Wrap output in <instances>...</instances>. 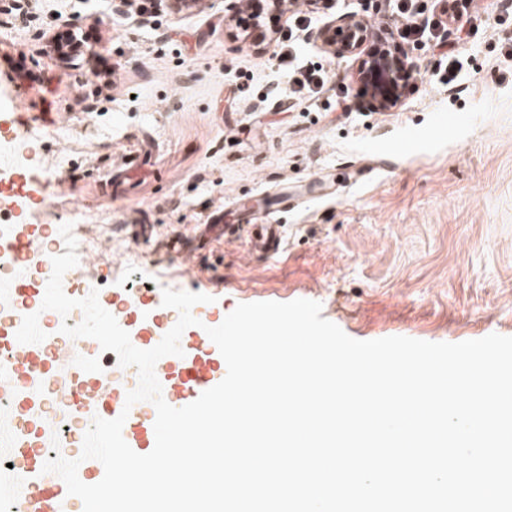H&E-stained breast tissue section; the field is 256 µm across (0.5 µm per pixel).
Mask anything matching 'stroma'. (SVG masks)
<instances>
[{
	"label": "stroma",
	"mask_w": 512,
	"mask_h": 512,
	"mask_svg": "<svg viewBox=\"0 0 512 512\" xmlns=\"http://www.w3.org/2000/svg\"><path fill=\"white\" fill-rule=\"evenodd\" d=\"M394 0H303L241 20L226 0L195 13L165 0H0V120L36 150L0 147V170L31 185L58 179L45 207L0 209L1 224H45L58 253L64 223L94 225L111 258L79 277L107 291L163 288L211 296L208 321L237 304L320 302L348 336L461 342L512 336V0H475L448 23L437 0H415L417 25L455 46L463 77L442 84L434 39L409 61L416 93L369 109L354 58L324 49L321 31L364 13L408 51ZM80 42L50 51L55 34ZM328 73L302 115L275 54L288 38ZM337 99L341 110L325 111ZM295 209L259 206L281 189ZM232 238L199 235L216 218ZM284 227L281 250L251 247L252 227Z\"/></svg>",
	"instance_id": "1"
}]
</instances>
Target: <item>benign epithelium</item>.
Masks as SVG:
<instances>
[{
	"mask_svg": "<svg viewBox=\"0 0 512 512\" xmlns=\"http://www.w3.org/2000/svg\"><path fill=\"white\" fill-rule=\"evenodd\" d=\"M473 0H441L448 22L462 21ZM325 46L338 56H354L357 60L355 79L367 89L369 104L385 110L398 104L416 86L406 77V60L387 51V44L378 39L359 18L322 33Z\"/></svg>",
	"mask_w": 512,
	"mask_h": 512,
	"instance_id": "obj_1",
	"label": "benign epithelium"
}]
</instances>
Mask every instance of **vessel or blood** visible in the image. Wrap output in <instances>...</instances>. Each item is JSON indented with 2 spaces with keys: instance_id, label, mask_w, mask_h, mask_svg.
<instances>
[{
  "instance_id": "b4317fda",
  "label": "vessel or blood",
  "mask_w": 512,
  "mask_h": 512,
  "mask_svg": "<svg viewBox=\"0 0 512 512\" xmlns=\"http://www.w3.org/2000/svg\"><path fill=\"white\" fill-rule=\"evenodd\" d=\"M37 195L21 176L0 175V206H29ZM36 234L27 225L15 224L8 231H0V265L8 268L27 267L34 262H46L54 255L47 249L34 253ZM282 240V227L278 224L262 225L254 246L266 252H277ZM46 284L29 278L14 283L15 304L0 311V345L14 348L15 364L7 371V393L14 404L21 407V418L11 435V443L18 457L17 476L22 483V512H62L67 496L65 485L44 474L47 456L43 449L51 432L39 428L38 423L48 408H60L73 424L101 417L116 418L124 408V394L120 387L99 378L87 376L83 366H74L71 374L80 394L76 398L59 403L56 387L55 351L63 342L59 330L48 332L38 344L18 343L14 331L22 323L25 314H38L40 322L49 321L50 312L41 304ZM178 376L169 382L164 399L174 407H182L195 401L199 395L217 385L225 376L224 359L205 330H198L195 343L184 349L183 357L176 362Z\"/></svg>"
}]
</instances>
